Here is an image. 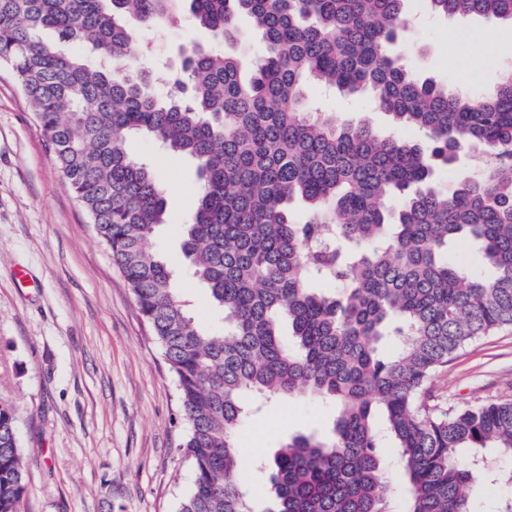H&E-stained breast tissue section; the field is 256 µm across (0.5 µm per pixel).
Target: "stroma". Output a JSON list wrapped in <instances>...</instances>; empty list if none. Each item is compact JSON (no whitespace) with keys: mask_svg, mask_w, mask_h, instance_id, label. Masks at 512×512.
I'll use <instances>...</instances> for the list:
<instances>
[{"mask_svg":"<svg viewBox=\"0 0 512 512\" xmlns=\"http://www.w3.org/2000/svg\"><path fill=\"white\" fill-rule=\"evenodd\" d=\"M407 38L395 51L425 78L468 92L493 88L512 72V22L474 17L466 24L406 0ZM154 43L158 96L169 91L182 48L208 43L186 25ZM336 123L365 122L384 136L411 137L366 96L322 97ZM167 201L168 221L150 249L174 269L185 264L183 226L196 206L195 166L153 140L129 138ZM431 389L449 405L512 400V330L476 339ZM15 407L28 464L23 512H179L193 486L179 444L175 381L150 337L129 287L68 190L9 67L0 66V403ZM333 403L307 396L274 401L237 430L247 480L262 491L257 462L295 435H327Z\"/></svg>","mask_w":512,"mask_h":512,"instance_id":"stroma-1","label":"stroma"}]
</instances>
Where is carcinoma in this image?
Masks as SVG:
<instances>
[{"label": "carcinoma", "instance_id": "obj_1", "mask_svg": "<svg viewBox=\"0 0 512 512\" xmlns=\"http://www.w3.org/2000/svg\"><path fill=\"white\" fill-rule=\"evenodd\" d=\"M426 2L447 19L512 21V0ZM404 5L0 0V64L175 379L194 468L180 512H257L236 442L246 396L339 407L329 435L291 437L267 458L264 512H388L385 437L409 482L407 512H473L476 466L512 459V401L448 408L430 388L467 344L512 327V79L470 94L422 78L394 52ZM183 8L225 43L240 40V17L251 20L261 46L248 79L235 57L196 43L164 98L149 92L146 66L115 67L132 57L134 25L177 26ZM311 82L370 96L419 138L306 111ZM132 134L195 165L182 251L221 332L196 323L178 272L149 250L166 199L128 151ZM466 144L483 163L450 188L440 176ZM297 196L300 219L289 211ZM456 242L476 244L494 276L449 261ZM27 494L17 413L1 403L0 512H22Z\"/></svg>", "mask_w": 512, "mask_h": 512}]
</instances>
